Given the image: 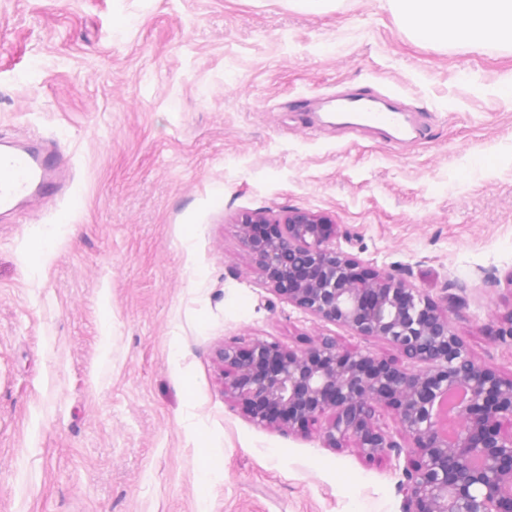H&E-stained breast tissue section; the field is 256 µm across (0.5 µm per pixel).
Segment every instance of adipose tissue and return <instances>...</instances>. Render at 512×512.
Instances as JSON below:
<instances>
[{"instance_id": "obj_1", "label": "adipose tissue", "mask_w": 512, "mask_h": 512, "mask_svg": "<svg viewBox=\"0 0 512 512\" xmlns=\"http://www.w3.org/2000/svg\"><path fill=\"white\" fill-rule=\"evenodd\" d=\"M405 28L425 41L472 47L512 39V0H392Z\"/></svg>"}]
</instances>
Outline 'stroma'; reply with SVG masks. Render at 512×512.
Segmentation results:
<instances>
[{
  "mask_svg": "<svg viewBox=\"0 0 512 512\" xmlns=\"http://www.w3.org/2000/svg\"><path fill=\"white\" fill-rule=\"evenodd\" d=\"M509 83L512 41L417 39L390 0H0V130L57 137L78 195L0 218V512H400L410 446L336 451L225 399L223 344L325 333L400 358L274 293L236 220L330 216L333 246L447 301L474 361L512 374V290L489 281L512 272ZM361 85L427 138L325 117Z\"/></svg>",
  "mask_w": 512,
  "mask_h": 512,
  "instance_id": "35a3bbf8",
  "label": "stroma"
}]
</instances>
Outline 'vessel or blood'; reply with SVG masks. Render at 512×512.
<instances>
[{"mask_svg":"<svg viewBox=\"0 0 512 512\" xmlns=\"http://www.w3.org/2000/svg\"><path fill=\"white\" fill-rule=\"evenodd\" d=\"M353 120L351 129L385 131L394 139L424 138L425 129L412 123L395 100L376 108L375 97L367 88L349 90L341 97ZM75 199L69 164L55 142L32 134L18 140L0 134V210L12 212L26 207L39 212L55 203Z\"/></svg>","mask_w":512,"mask_h":512,"instance_id":"b4317fda","label":"vessel or blood"}]
</instances>
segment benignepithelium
Here are the masks:
<instances>
[{"instance_id": "benign-epithelium-1", "label": "benign epithelium", "mask_w": 512, "mask_h": 512, "mask_svg": "<svg viewBox=\"0 0 512 512\" xmlns=\"http://www.w3.org/2000/svg\"><path fill=\"white\" fill-rule=\"evenodd\" d=\"M238 224L272 291L323 322L388 341L416 369L346 350L324 333L301 349L256 339L215 350L224 396L258 426L314 432L324 447L351 446L366 458L400 452L376 423L379 409L390 408L414 453L400 484L401 512H512V375L474 362L446 306L332 247L330 217L293 208L244 214ZM450 390L465 399L449 439L434 404Z\"/></svg>"}]
</instances>
